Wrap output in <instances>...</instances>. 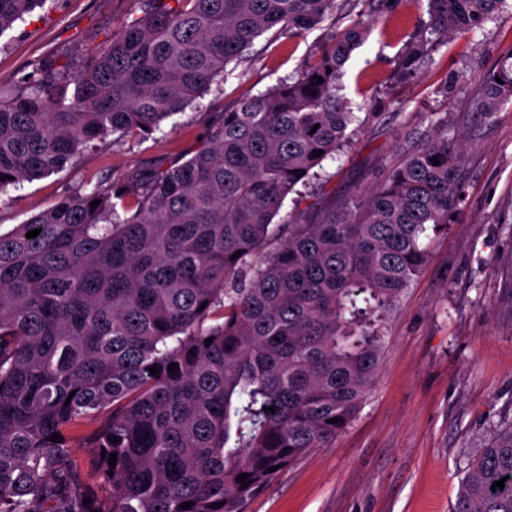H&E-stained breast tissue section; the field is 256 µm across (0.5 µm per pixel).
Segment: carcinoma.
I'll list each match as a JSON object with an SVG mask.
<instances>
[{
    "mask_svg": "<svg viewBox=\"0 0 512 512\" xmlns=\"http://www.w3.org/2000/svg\"><path fill=\"white\" fill-rule=\"evenodd\" d=\"M46 2L0 0V34ZM140 2L119 37L45 60L0 96V195L111 135L157 130L257 38L336 14V0ZM363 2L379 14L402 4ZM426 2L395 57L400 81L504 0ZM365 36L350 24L297 76L222 112L183 162L0 233V512H244L357 418L382 322L462 202L468 148L433 113L381 183L336 207L323 162L355 135L338 81ZM510 102L505 61L471 110L490 120ZM450 512H512V418L493 425Z\"/></svg>",
    "mask_w": 512,
    "mask_h": 512,
    "instance_id": "carcinoma-1",
    "label": "carcinoma"
}]
</instances>
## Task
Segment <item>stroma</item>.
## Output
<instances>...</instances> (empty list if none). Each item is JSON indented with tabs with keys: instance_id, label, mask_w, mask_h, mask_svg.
Instances as JSON below:
<instances>
[{
	"instance_id": "stroma-1",
	"label": "stroma",
	"mask_w": 512,
	"mask_h": 512,
	"mask_svg": "<svg viewBox=\"0 0 512 512\" xmlns=\"http://www.w3.org/2000/svg\"><path fill=\"white\" fill-rule=\"evenodd\" d=\"M335 20L303 34H265L203 97L148 135L110 136L72 165L0 196L8 232L63 198L183 158L224 109L297 75L336 31L364 22L339 93L370 121L325 163L337 201L363 195L399 158L405 134L444 113L471 143L463 202L440 232L420 276L384 322L381 371L357 419L325 448L304 456L245 512H448L489 425L512 417V104L470 125L479 76L512 56V0L494 19L448 39L409 84L393 59L426 16L412 4L384 17L339 0ZM141 12L139 0H55L0 34V91L36 65L112 40ZM447 95H439L440 85Z\"/></svg>"
}]
</instances>
